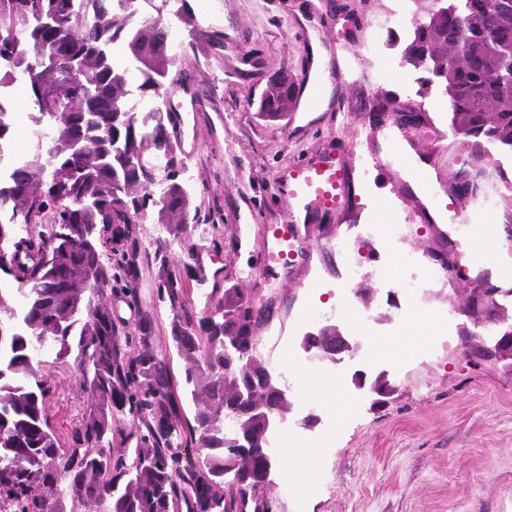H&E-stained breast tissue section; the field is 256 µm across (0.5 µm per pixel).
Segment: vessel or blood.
Returning a JSON list of instances; mask_svg holds the SVG:
<instances>
[{
  "mask_svg": "<svg viewBox=\"0 0 512 512\" xmlns=\"http://www.w3.org/2000/svg\"><path fill=\"white\" fill-rule=\"evenodd\" d=\"M333 69L317 68L314 61H307L297 78L293 110L301 114L304 122H311L314 112L322 103L323 89L332 83ZM369 126L380 133L384 150L371 152L360 159L365 172L380 173L393 165L409 167L414 181L428 185L433 183L431 171L414 166L408 155L411 132L390 118L370 120ZM275 192L288 200V233L284 236L265 235L264 256L276 252H288L292 261L283 265L281 276L292 277L293 260L307 251L306 236L312 224L331 222L336 214L346 210L351 201V187L345 170L336 155L321 151L306 155L303 159L281 168L274 179ZM472 257L479 263L497 259L501 238L496 225L486 221L483 214H475L469 221Z\"/></svg>",
  "mask_w": 512,
  "mask_h": 512,
  "instance_id": "1",
  "label": "vessel or blood"
}]
</instances>
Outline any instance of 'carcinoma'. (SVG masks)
I'll return each mask as SVG.
<instances>
[{
	"instance_id": "obj_1",
	"label": "carcinoma",
	"mask_w": 512,
	"mask_h": 512,
	"mask_svg": "<svg viewBox=\"0 0 512 512\" xmlns=\"http://www.w3.org/2000/svg\"><path fill=\"white\" fill-rule=\"evenodd\" d=\"M145 0H0V87L19 75L31 111L45 119L37 145L3 170L0 183V274L17 288L0 290V508L6 512H273L255 497L275 465L266 419L290 399L262 388L269 368L256 359L262 311L231 285L198 317L174 245L188 234L193 195L169 170L144 165L159 145L173 153L171 112L161 90L184 44L162 15L133 24ZM405 65L427 87H441L450 126L464 138L512 152V5L448 0L413 31ZM295 77L271 78L258 112L287 115ZM139 91L149 110L130 106ZM12 101L0 95V149L12 143ZM156 214L150 246L159 263L157 293L168 304L176 355L160 353L152 319L131 334L108 294L119 277L134 280L128 254L138 241L129 225ZM27 229L19 231L17 225ZM125 241L130 252L104 261L100 244ZM77 351L87 406L75 428L80 446L63 448L50 424V388L42 353ZM136 354H131L130 350ZM190 391L192 417L178 388ZM132 418L124 441L140 448L136 467L112 455V426Z\"/></svg>"
}]
</instances>
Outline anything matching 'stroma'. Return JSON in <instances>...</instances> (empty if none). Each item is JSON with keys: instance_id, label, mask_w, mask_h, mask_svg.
Listing matches in <instances>:
<instances>
[{"instance_id": "obj_1", "label": "stroma", "mask_w": 512, "mask_h": 512, "mask_svg": "<svg viewBox=\"0 0 512 512\" xmlns=\"http://www.w3.org/2000/svg\"><path fill=\"white\" fill-rule=\"evenodd\" d=\"M190 0L196 25L204 32L195 51L187 53L165 96L177 112L189 99L204 111L198 124L184 122L187 153L177 163L194 183L198 220L190 239L208 275L183 271L196 314H203L210 295H222L234 284L269 317L258 332L257 358L273 373L301 362L303 336L322 323L314 309L335 305L346 288L356 307H372L375 322L368 336L404 335L417 303L394 287L401 274L402 253L420 256L423 265L447 257L458 245L450 217L434 215L424 222L407 197L412 190L404 168L396 167L364 191L367 180L359 155L383 148L368 140V117L387 113L386 94L403 104L425 103L421 129L412 153L432 169L436 198L465 204L459 191V156L467 146L449 128L448 105L440 89L422 93L415 73L402 65L400 42L413 32L416 0ZM329 17L318 34L333 46L339 76L333 89L347 110L337 128L332 112H319L305 129L287 120L268 121L257 113L267 81L281 71L299 73L308 51L294 34L293 13ZM220 31L224 45L213 48L208 36ZM220 104L224 127L214 130L207 106ZM335 150L360 199L334 222L316 225L306 254L297 258L292 278L267 280L261 266L262 234L283 223L288 203L272 189L278 168L315 152ZM494 165L470 164L469 179L491 193L502 178H512V153L482 144ZM383 222L364 236L371 212ZM139 250L134 258L138 307L116 302L130 332L138 330L139 310L149 311L159 351L171 354V313L156 296V264L147 248L157 226L153 218L134 224ZM359 248L363 274L350 280L341 263L343 248ZM462 275L429 289V311L456 310L453 329L435 323L427 345L406 359L370 351L361 344L343 364L345 378L364 371L367 381L385 374L391 392L384 401L348 387L354 409L338 418L328 404L291 391L292 405L277 428V439L321 449L317 480L293 494L283 482L267 487L275 512H512V360L477 358L475 351L494 344V335L472 311L480 278L495 285L512 279V243L503 245L495 265L479 267L471 257L461 261ZM50 387V423L62 447H72V431L81 417L79 358L58 361L45 355Z\"/></svg>"}]
</instances>
